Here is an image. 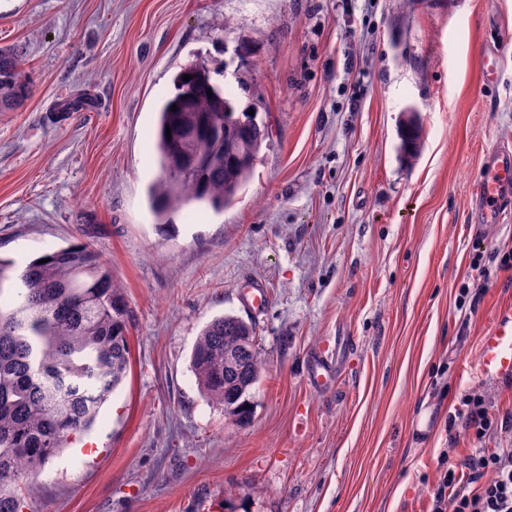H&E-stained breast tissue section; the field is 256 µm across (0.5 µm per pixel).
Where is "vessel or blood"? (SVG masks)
<instances>
[{"label":"vessel or blood","instance_id":"vessel-or-blood-1","mask_svg":"<svg viewBox=\"0 0 512 512\" xmlns=\"http://www.w3.org/2000/svg\"><path fill=\"white\" fill-rule=\"evenodd\" d=\"M512 185V150L504 147L489 149L474 186L473 198L479 223H500L512 202L505 189ZM481 370L487 374H512V306L497 310L493 322L483 337ZM334 373V366L321 353L311 358L309 382L313 388L325 386Z\"/></svg>","mask_w":512,"mask_h":512}]
</instances>
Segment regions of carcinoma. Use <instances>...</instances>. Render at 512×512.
<instances>
[{
  "label": "carcinoma",
  "mask_w": 512,
  "mask_h": 512,
  "mask_svg": "<svg viewBox=\"0 0 512 512\" xmlns=\"http://www.w3.org/2000/svg\"><path fill=\"white\" fill-rule=\"evenodd\" d=\"M213 74L203 62L185 65L160 109L154 152L161 178L151 191L159 224L190 204L216 212L231 205L268 139L259 119L225 118L244 117L252 106H237ZM30 93L22 51L1 48L0 112L18 108ZM419 142L411 112L400 149L411 158ZM47 257L21 270L0 259V512H20L21 477L40 473L69 436L89 430L130 368L129 311L109 267L83 244ZM242 345L250 354L236 371H224L226 355ZM191 360L201 391L228 416L248 417L263 370L255 326L234 314L213 319Z\"/></svg>",
  "instance_id": "cac0c4a2"
}]
</instances>
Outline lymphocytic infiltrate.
<instances>
[{
	"instance_id": "obj_1",
	"label": "lymphocytic infiltrate",
	"mask_w": 512,
	"mask_h": 512,
	"mask_svg": "<svg viewBox=\"0 0 512 512\" xmlns=\"http://www.w3.org/2000/svg\"><path fill=\"white\" fill-rule=\"evenodd\" d=\"M459 428L472 446L444 460L432 491L433 512H512V412H492L475 393L448 418L449 431ZM490 437L495 445H487Z\"/></svg>"
}]
</instances>
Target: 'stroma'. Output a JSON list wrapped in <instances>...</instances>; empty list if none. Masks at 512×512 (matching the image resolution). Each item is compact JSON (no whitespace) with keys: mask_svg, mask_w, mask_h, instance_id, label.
<instances>
[{"mask_svg":"<svg viewBox=\"0 0 512 512\" xmlns=\"http://www.w3.org/2000/svg\"><path fill=\"white\" fill-rule=\"evenodd\" d=\"M242 44L224 86L271 139L233 206L156 224L172 76ZM0 47L22 50L33 88L0 112V258L89 245L132 314L126 379L22 512H431L442 458L471 446L448 437L461 398L512 411V376L480 370L512 304V220L479 227L471 201L487 149L512 146V0H0ZM78 94L89 107L58 111ZM227 313L255 324L265 362L245 421L190 366ZM319 349L338 367L324 389L308 381ZM420 126L414 112H410L402 130L400 149L404 155L412 158L420 142Z\"/></svg>","mask_w":512,"mask_h":512,"instance_id":"stroma-1","label":"stroma"}]
</instances>
